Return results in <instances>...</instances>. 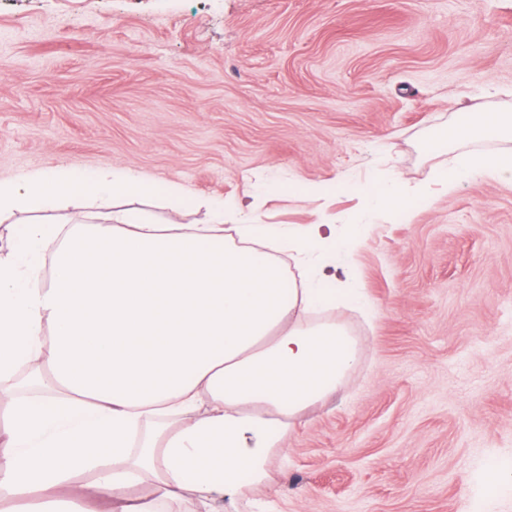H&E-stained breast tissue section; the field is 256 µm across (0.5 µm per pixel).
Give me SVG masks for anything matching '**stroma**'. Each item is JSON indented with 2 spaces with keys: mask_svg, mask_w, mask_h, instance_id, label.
I'll return each instance as SVG.
<instances>
[{
  "mask_svg": "<svg viewBox=\"0 0 512 512\" xmlns=\"http://www.w3.org/2000/svg\"><path fill=\"white\" fill-rule=\"evenodd\" d=\"M512 110V0H0V181L60 165L183 188L117 201L160 224L236 202L288 231L361 228L376 315L358 362L294 421L269 480L224 512H512V183L435 190L411 221L273 180L432 184L454 113Z\"/></svg>",
  "mask_w": 512,
  "mask_h": 512,
  "instance_id": "stroma-1",
  "label": "stroma"
}]
</instances>
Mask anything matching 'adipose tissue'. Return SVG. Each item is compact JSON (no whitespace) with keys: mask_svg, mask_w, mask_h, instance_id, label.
<instances>
[{"mask_svg":"<svg viewBox=\"0 0 512 512\" xmlns=\"http://www.w3.org/2000/svg\"><path fill=\"white\" fill-rule=\"evenodd\" d=\"M467 140L496 151H462ZM433 150L456 147L435 180L452 192L469 179L512 182V114L461 112L438 128ZM343 190L367 211L410 219L431 204L427 187L376 175ZM135 170L105 165L84 174L67 166L0 181V215L22 214L15 242L0 254V377L47 365L61 390L15 402L0 436V493L11 512H158L135 490L154 487L159 504L192 498L208 512L241 499V473L267 476L292 419L335 393L357 361L356 343L310 312L343 300L367 306L354 277L328 288L282 267L255 241L309 258L317 249L349 256L360 231L339 238L322 225L280 237L242 216L224 240V207L206 224L163 226L139 211L114 223L74 217L70 228L42 221L76 199L107 202L155 193ZM53 249V273L40 258ZM94 473L78 502L64 490Z\"/></svg>","mask_w":512,"mask_h":512,"instance_id":"1","label":"adipose tissue"}]
</instances>
